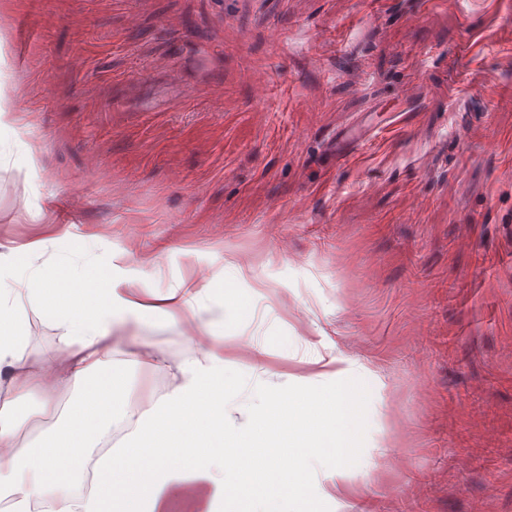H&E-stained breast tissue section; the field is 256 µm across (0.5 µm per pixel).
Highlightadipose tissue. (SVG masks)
<instances>
[{
    "mask_svg": "<svg viewBox=\"0 0 512 512\" xmlns=\"http://www.w3.org/2000/svg\"><path fill=\"white\" fill-rule=\"evenodd\" d=\"M43 256L37 244L0 254V392L18 399L40 390L45 412L77 425L97 422L98 438L93 448L20 446L15 438L22 424L9 406H1L0 495L9 496V512H108L109 502L130 492L149 500L150 512H168L173 497L192 486L219 498L233 494L239 459L223 448L197 451L189 462L159 454L152 462L154 481L139 487L125 469L141 454V432L173 426L183 408L214 409L225 428L236 427L235 415L246 404L224 391L222 337L205 349L191 341L176 349L183 382L151 410L126 403L103 413L88 393L103 382L123 380L131 368L115 358L112 326L141 320L147 310L112 289L89 304L61 303L43 276ZM32 316L53 329L49 345L32 348L12 334L14 325Z\"/></svg>",
    "mask_w": 512,
    "mask_h": 512,
    "instance_id": "obj_1",
    "label": "adipose tissue"
}]
</instances>
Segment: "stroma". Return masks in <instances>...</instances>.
Returning a JSON list of instances; mask_svg holds the SVG:
<instances>
[{
    "label": "stroma",
    "instance_id": "35a3bbf8",
    "mask_svg": "<svg viewBox=\"0 0 512 512\" xmlns=\"http://www.w3.org/2000/svg\"><path fill=\"white\" fill-rule=\"evenodd\" d=\"M1 31L0 245L93 246L144 305L228 273L254 301L115 325L145 401L183 381L158 347L214 336L229 386L358 377L330 512H512V0H0ZM339 121L364 132L343 160ZM15 413L20 440H95L39 393Z\"/></svg>",
    "mask_w": 512,
    "mask_h": 512
}]
</instances>
